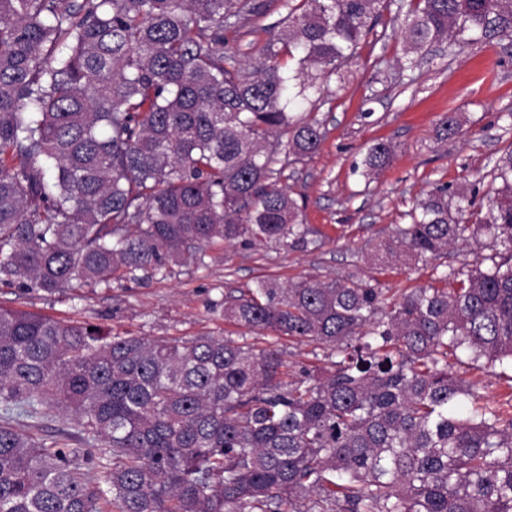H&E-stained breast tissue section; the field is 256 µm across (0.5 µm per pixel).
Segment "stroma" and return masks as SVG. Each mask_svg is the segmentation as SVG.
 Wrapping results in <instances>:
<instances>
[{
	"label": "stroma",
	"instance_id": "1",
	"mask_svg": "<svg viewBox=\"0 0 512 512\" xmlns=\"http://www.w3.org/2000/svg\"><path fill=\"white\" fill-rule=\"evenodd\" d=\"M263 13L249 16L228 33L244 56L266 38L265 31L288 13V0H262ZM405 45L399 33L376 27L357 63L331 78L315 116L326 137L319 152L294 166L285 184L303 219L315 229L305 249L274 245L248 248L213 245L204 264L184 263L166 272L139 274L112 287L75 288L47 295L19 284H0V308L23 310L62 321L105 324L113 333L187 340L201 335L230 336L261 347L264 336L224 321V295L272 278L288 282L302 276L355 275L382 288L385 297L419 287L439 286L449 269L469 271L492 252L477 234L474 242L437 260L374 261L371 247L408 223L417 198L438 185L475 197V217H483L487 197L496 193L490 176L496 158L512 150V56L500 45L479 43L452 57L437 47L414 71L400 70ZM455 113L459 132L444 139L438 125ZM391 143L394 155L385 168L368 176L356 172L372 144ZM279 346L293 374L328 366L325 346L281 337ZM461 377L477 385L479 395L504 401L512 393V366L452 360ZM40 441L56 442L72 466L86 469L87 458L111 462L104 442L86 439L73 417L53 414L30 429Z\"/></svg>",
	"mask_w": 512,
	"mask_h": 512
}]
</instances>
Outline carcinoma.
I'll return each mask as SVG.
<instances>
[{
    "label": "carcinoma",
    "mask_w": 512,
    "mask_h": 512,
    "mask_svg": "<svg viewBox=\"0 0 512 512\" xmlns=\"http://www.w3.org/2000/svg\"><path fill=\"white\" fill-rule=\"evenodd\" d=\"M254 0H0V283L108 287L205 249L305 248L278 186L325 132L301 117L384 14L413 55L512 46V0H298L244 59L224 30ZM377 142L362 166L389 164ZM478 228L505 247L447 288L391 300L354 276L263 279L224 321L324 345L295 379L283 352L228 336H119L0 309V512H512V412L448 368L512 362V151ZM474 199L441 186L374 257L467 242ZM58 411L112 448L105 486L16 419Z\"/></svg>",
    "instance_id": "carcinoma-1"
}]
</instances>
